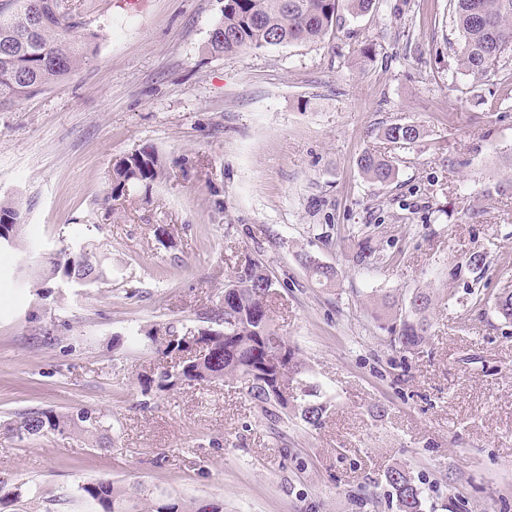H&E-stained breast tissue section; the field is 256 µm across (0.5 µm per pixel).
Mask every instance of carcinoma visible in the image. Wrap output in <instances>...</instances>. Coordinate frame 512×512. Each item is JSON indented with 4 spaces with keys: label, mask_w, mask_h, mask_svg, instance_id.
I'll return each instance as SVG.
<instances>
[{
    "label": "carcinoma",
    "mask_w": 512,
    "mask_h": 512,
    "mask_svg": "<svg viewBox=\"0 0 512 512\" xmlns=\"http://www.w3.org/2000/svg\"><path fill=\"white\" fill-rule=\"evenodd\" d=\"M454 21L461 43L457 63L462 71L482 76L498 65L512 49V0H452ZM374 0H224L222 17L208 40L212 54H231L245 48L260 49L293 42H317L337 21L341 8L366 12ZM99 11V0H81L78 10L69 0H0V108L12 107L42 89L65 79L91 62L94 56L88 31L91 17ZM384 138L403 148L422 136L419 126L390 124ZM359 166L374 183L385 184L395 174L392 161L382 155L364 153ZM167 177L158 152L146 146L116 159L107 175L104 202L136 194L142 199ZM24 203L12 196L0 197V239L8 237L10 247H22ZM302 264L322 285L335 281V269L311 257ZM264 270L249 262L234 268L226 285L224 304L210 310L206 322L222 321V329L204 334L206 354L197 359L161 365L142 374L138 383L148 406L149 399L181 385L252 377L248 396L260 407L270 428L285 422L288 415L300 418L312 428L322 425L328 411L318 386L305 379V365L279 332L271 315V300L265 295ZM106 272L97 254L84 249L52 261L37 274L32 287L40 290L57 279L80 286L102 281ZM433 295L418 291L410 297L408 309L394 316L391 342L406 351H417L428 340V312ZM494 306L506 320H512V285L496 294ZM193 337L190 330L175 334L174 326H159L147 338L163 347L162 355L181 353ZM275 347L288 350V358L271 365L268 353ZM305 381L306 389L295 405L282 400L279 388ZM103 415L90 408L59 414L36 410L22 414L16 422L19 436L33 437L48 431H77L92 435L103 427ZM390 494L401 506L399 512H423V492L402 467L386 475ZM83 497L96 512H200L199 499L177 496L155 485H124L107 478L91 479L81 485Z\"/></svg>",
    "instance_id": "carcinoma-1"
}]
</instances>
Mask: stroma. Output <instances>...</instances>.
<instances>
[{
	"mask_svg": "<svg viewBox=\"0 0 512 512\" xmlns=\"http://www.w3.org/2000/svg\"><path fill=\"white\" fill-rule=\"evenodd\" d=\"M224 0H106L91 63L0 110V196L27 202V254L93 245L89 288H29L0 249V512H94L93 477L220 499L224 512H397L385 475L408 470L424 512H512V52L481 78L456 61L451 0H376L319 42L214 56ZM392 123L421 126L402 149ZM158 149L170 176L116 201V158ZM391 157L370 183L362 154ZM169 227L159 239L157 225ZM371 263L356 259L362 246ZM485 254L481 292L466 264ZM308 254L337 272L311 278ZM275 282L274 319L330 404L320 428L270 429L243 382L184 385L141 407L164 357L151 329L198 325L235 263ZM434 295L427 344L391 342V312ZM93 408L105 439L18 438V414Z\"/></svg>",
	"mask_w": 512,
	"mask_h": 512,
	"instance_id": "obj_1",
	"label": "stroma"
}]
</instances>
